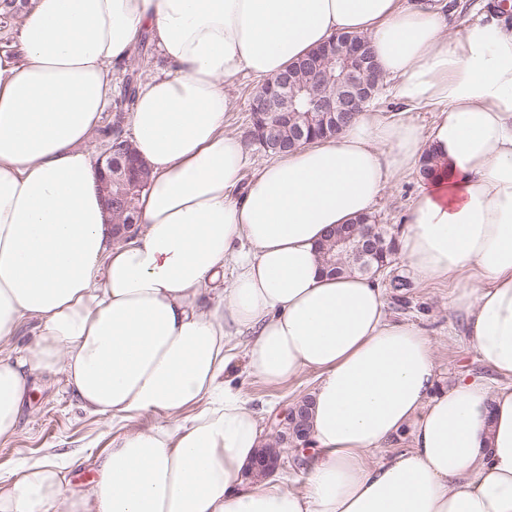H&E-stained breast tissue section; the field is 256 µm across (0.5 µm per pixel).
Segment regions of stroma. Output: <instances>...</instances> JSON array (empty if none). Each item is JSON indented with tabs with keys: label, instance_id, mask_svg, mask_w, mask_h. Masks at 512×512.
<instances>
[{
	"label": "stroma",
	"instance_id": "stroma-1",
	"mask_svg": "<svg viewBox=\"0 0 512 512\" xmlns=\"http://www.w3.org/2000/svg\"><path fill=\"white\" fill-rule=\"evenodd\" d=\"M418 182V175L406 177L388 189L375 208L376 222L389 233L398 234L403 226ZM379 280L392 316L421 325L437 341L442 384H451L460 376L489 379V372L448 312L450 284L417 281L398 255ZM235 373L237 384L262 411V427L270 443L275 441V427L281 418L292 405L310 396L316 382L315 373L307 372L288 384L273 387L249 375L240 363ZM112 434L110 421L88 415L80 407L63 375L37 380L15 435L0 442V480L11 478L23 463L43 455L54 453L67 458L75 454L78 462L67 466L64 474L71 487H80L95 478L94 460L104 453Z\"/></svg>",
	"mask_w": 512,
	"mask_h": 512
}]
</instances>
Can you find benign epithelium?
<instances>
[{"mask_svg":"<svg viewBox=\"0 0 512 512\" xmlns=\"http://www.w3.org/2000/svg\"><path fill=\"white\" fill-rule=\"evenodd\" d=\"M313 75L321 83L336 81V91L321 96L314 111L303 115L288 113L283 104L294 101L304 89L286 77L265 86L254 105V112L255 120L260 122L261 137L266 142L277 141L286 125L293 127L295 140L299 143L304 140V128L316 121L325 135L340 131L354 113L361 111L371 100L372 90L380 82L378 65L367 40L352 35L335 38L322 48L313 64ZM95 167L100 181L109 187L119 174L130 177L129 166L112 147L97 159ZM379 236L376 224H353L338 238V245L344 253L354 252L367 257L373 254ZM303 411L304 404L294 406L284 416V422L295 425L296 440L306 447L309 438L301 426Z\"/></svg>","mask_w":512,"mask_h":512,"instance_id":"7a95c632","label":"benign epithelium"}]
</instances>
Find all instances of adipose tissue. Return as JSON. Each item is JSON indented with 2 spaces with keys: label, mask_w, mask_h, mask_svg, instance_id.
I'll return each mask as SVG.
<instances>
[{
  "label": "adipose tissue",
  "mask_w": 512,
  "mask_h": 512,
  "mask_svg": "<svg viewBox=\"0 0 512 512\" xmlns=\"http://www.w3.org/2000/svg\"><path fill=\"white\" fill-rule=\"evenodd\" d=\"M448 0H28L0 53V441L41 376L129 422L67 489L46 455L0 512H512V8L456 34ZM386 83L335 136L256 162L226 129V86L269 79L340 34ZM149 39L129 141L150 171L134 239L112 236L88 145L114 70ZM438 117L423 128L422 111ZM431 158L396 238L416 278L448 282L496 384H439L436 343L383 288L328 275L319 244ZM268 385L317 375L303 485L250 476L259 412L232 344ZM165 415L162 423L154 415ZM408 445L392 451L395 440Z\"/></svg>",
  "instance_id": "1"
}]
</instances>
